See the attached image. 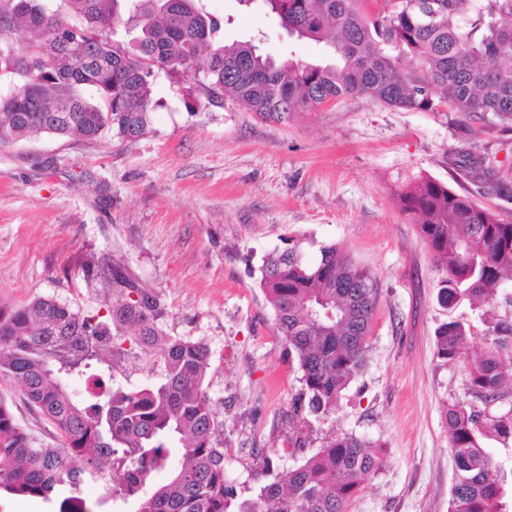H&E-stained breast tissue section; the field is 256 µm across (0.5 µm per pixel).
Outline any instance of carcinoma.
Listing matches in <instances>:
<instances>
[{
	"instance_id": "cac0c4a2",
	"label": "carcinoma",
	"mask_w": 512,
	"mask_h": 512,
	"mask_svg": "<svg viewBox=\"0 0 512 512\" xmlns=\"http://www.w3.org/2000/svg\"><path fill=\"white\" fill-rule=\"evenodd\" d=\"M200 0H0V142L48 133L94 140L106 133L134 140L150 129L156 71L228 94L253 112L282 120L345 97L366 96L421 112L443 107L464 120L495 116L512 130V0H383L364 16L361 0H265L291 36L322 43L332 64L276 62L250 42L216 41L221 22ZM138 31L114 39L119 27ZM30 33L21 38L22 31ZM405 46L417 69L384 51ZM461 163L472 180L501 197L508 184L480 156ZM442 273L437 300L454 310L480 307L512 274V224L430 176L398 195ZM87 287L103 292L107 313L83 315L53 298L22 307L0 304V370L19 383L27 402L48 418L64 449L48 448L0 400V492L60 500V512H95L120 498L134 512H347L348 503L382 460L368 442L341 435L299 466L236 500L224 471V441L205 384L207 345L166 330L159 292L144 287L110 252L81 264ZM260 287L288 354L302 370L296 410L326 415L365 365L377 304L372 277L334 245L303 261L299 242L268 256ZM493 339L468 356L470 325L450 319L436 329L443 362L469 357L472 401L448 407L455 460L448 512H505L503 480L486 440H512V405L487 416L475 402L505 400L512 380V317L485 312ZM128 341L164 367L156 386L126 389L89 380L90 400L72 397L63 376ZM184 447L185 464L147 489L166 468L168 448ZM87 480L105 497L89 506L78 495Z\"/></svg>"
}]
</instances>
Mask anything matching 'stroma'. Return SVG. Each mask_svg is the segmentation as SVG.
Segmentation results:
<instances>
[{"instance_id":"35a3bbf8","label":"stroma","mask_w":512,"mask_h":512,"mask_svg":"<svg viewBox=\"0 0 512 512\" xmlns=\"http://www.w3.org/2000/svg\"><path fill=\"white\" fill-rule=\"evenodd\" d=\"M225 43L254 41L277 61L327 64L313 41L288 36L270 10L240 0H203ZM150 132L39 137L0 145V302L52 297L83 312L103 302L78 267L117 246L144 283L160 291L167 329L208 345V392L224 438L226 479L239 497L257 493L263 459L285 474L334 434L375 443L382 468L347 512H448L455 471L445 410L467 399L463 362H441L435 330L448 316L472 326L467 350L491 342L480 310L441 308L429 247L395 197L428 175L512 222V202L477 187L458 156L473 153L512 185V132L496 118L396 109L345 97L287 120L266 119L231 98L198 96L155 79ZM299 240L314 262L336 245L378 288L364 371L326 417L294 404L302 372L288 357L260 287L264 258ZM89 372L127 389L160 383L140 349L91 360ZM0 398L18 423L54 448L64 440L26 402L7 373Z\"/></svg>"}]
</instances>
